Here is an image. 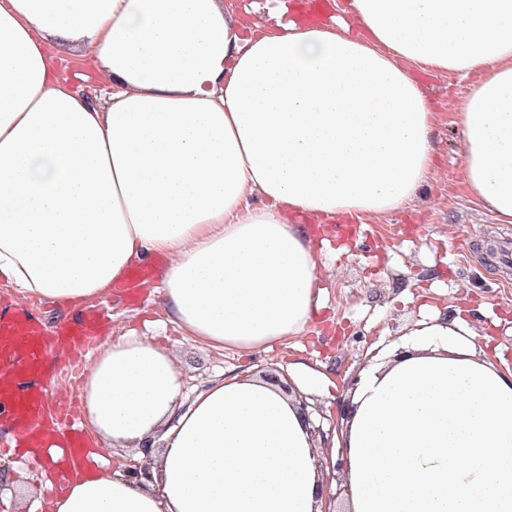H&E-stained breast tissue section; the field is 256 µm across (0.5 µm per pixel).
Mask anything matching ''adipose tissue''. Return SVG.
Masks as SVG:
<instances>
[{
	"instance_id": "obj_1",
	"label": "adipose tissue",
	"mask_w": 512,
	"mask_h": 512,
	"mask_svg": "<svg viewBox=\"0 0 512 512\" xmlns=\"http://www.w3.org/2000/svg\"><path fill=\"white\" fill-rule=\"evenodd\" d=\"M0 0V279L19 298L106 296L167 261L168 321L210 350L272 352L325 288L307 225L379 219L430 176L438 117L416 72L479 73L458 105L465 190L512 224V0ZM67 52L72 83L57 67ZM267 206L251 207L252 199ZM460 314L377 352L512 368ZM94 455L52 512H355L325 493L330 442L257 373L187 388L170 349L109 337L82 389ZM150 460L149 479L127 475Z\"/></svg>"
}]
</instances>
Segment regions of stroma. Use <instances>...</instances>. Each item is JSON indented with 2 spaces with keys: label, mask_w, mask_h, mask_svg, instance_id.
<instances>
[{
  "label": "stroma",
  "mask_w": 512,
  "mask_h": 512,
  "mask_svg": "<svg viewBox=\"0 0 512 512\" xmlns=\"http://www.w3.org/2000/svg\"><path fill=\"white\" fill-rule=\"evenodd\" d=\"M417 78L440 113L431 131L435 171L410 203L364 224L362 238L342 247L317 240L327 294L306 335L270 354L212 351L166 323L162 298L150 284L129 304L102 298L112 309L113 330L154 328L191 385L248 368L284 375L290 363L307 362L336 384L331 394L306 398L319 425L348 394V380L370 365L372 349L393 350L417 325L457 307L475 333L491 339L498 362L512 367V262L498 256L512 242V224L497 223L465 191L451 110L473 81L422 72Z\"/></svg>",
  "instance_id": "stroma-1"
}]
</instances>
